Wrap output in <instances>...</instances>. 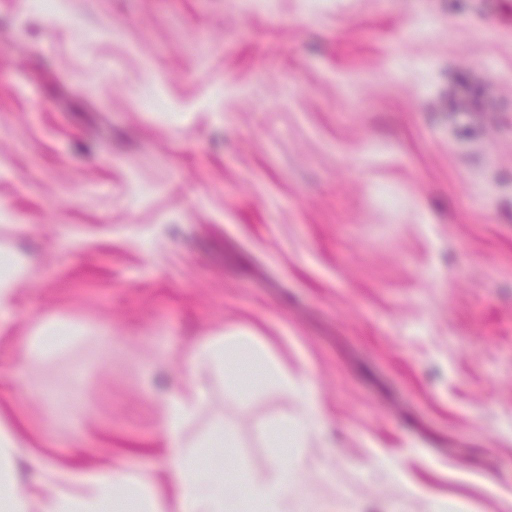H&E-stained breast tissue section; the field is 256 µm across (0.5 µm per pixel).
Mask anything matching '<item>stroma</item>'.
Masks as SVG:
<instances>
[{
	"label": "stroma",
	"mask_w": 512,
	"mask_h": 512,
	"mask_svg": "<svg viewBox=\"0 0 512 512\" xmlns=\"http://www.w3.org/2000/svg\"><path fill=\"white\" fill-rule=\"evenodd\" d=\"M0 417L44 462L167 479L186 351L250 333L325 421L310 512L512 496V0H0ZM54 316L79 337L21 365ZM295 391L195 429L265 476ZM12 269L0 274V321L10 318L15 311L16 285L25 278L30 269L27 258L16 253L10 256Z\"/></svg>",
	"instance_id": "35a3bbf8"
}]
</instances>
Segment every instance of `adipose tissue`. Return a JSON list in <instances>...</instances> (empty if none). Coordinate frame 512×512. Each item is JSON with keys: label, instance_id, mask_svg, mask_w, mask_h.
Instances as JSON below:
<instances>
[{"label": "adipose tissue", "instance_id": "1", "mask_svg": "<svg viewBox=\"0 0 512 512\" xmlns=\"http://www.w3.org/2000/svg\"><path fill=\"white\" fill-rule=\"evenodd\" d=\"M76 333L62 320L49 317L31 333L22 363L45 360L58 351L57 338L74 340ZM193 379L163 402L161 432L172 448L171 472L177 492L178 512H296L298 477L305 465L303 450L310 436L309 424L323 412L306 380L289 382L287 374L266 362L248 337L231 342L207 338L190 351ZM223 372L226 383L248 394L257 383H292L302 399V412L295 419L272 426L268 438H288L270 472L248 478L243 472L217 474L203 467L211 448L231 443V431L215 429L204 436L189 429L209 396L206 375ZM30 459L35 469L29 480L19 475L21 459ZM136 499L141 512H160L157 486L152 477L108 470H83L71 464H45L33 458L17 437L0 426V512H109Z\"/></svg>", "mask_w": 512, "mask_h": 512}]
</instances>
